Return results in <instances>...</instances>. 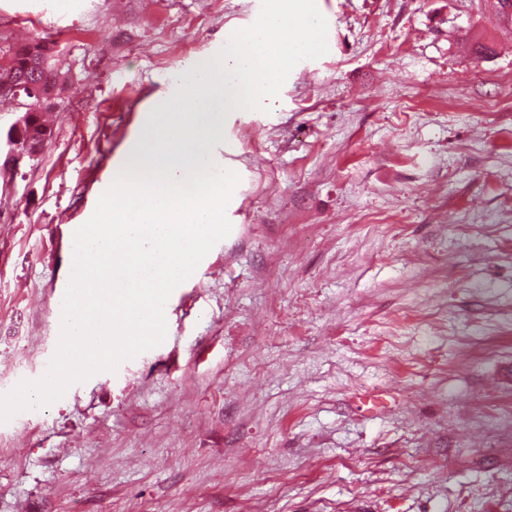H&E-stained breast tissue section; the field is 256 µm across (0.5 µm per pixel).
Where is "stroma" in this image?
<instances>
[{"instance_id":"35a3bbf8","label":"stroma","mask_w":512,"mask_h":512,"mask_svg":"<svg viewBox=\"0 0 512 512\" xmlns=\"http://www.w3.org/2000/svg\"><path fill=\"white\" fill-rule=\"evenodd\" d=\"M316 5L327 52L224 118L232 231L164 342L0 423V512H512V11ZM260 6L0 0V37L53 35L71 75L43 153L0 167V393L53 357L72 229L145 114Z\"/></svg>"}]
</instances>
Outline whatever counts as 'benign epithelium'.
<instances>
[{
    "mask_svg": "<svg viewBox=\"0 0 512 512\" xmlns=\"http://www.w3.org/2000/svg\"><path fill=\"white\" fill-rule=\"evenodd\" d=\"M24 89L23 85L8 76L0 79V96L19 101V108L22 109L8 129L0 132V159L14 171L36 159L50 141L49 131L33 130L34 110L53 104L65 85L59 81L51 88L29 87L25 89L27 93L23 97L21 92Z\"/></svg>",
    "mask_w": 512,
    "mask_h": 512,
    "instance_id": "benign-epithelium-1",
    "label": "benign epithelium"
}]
</instances>
